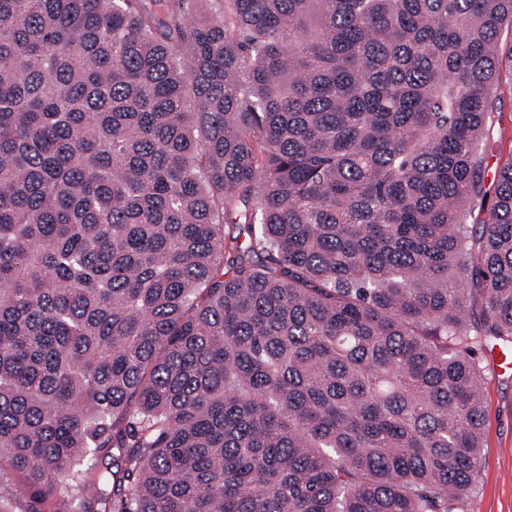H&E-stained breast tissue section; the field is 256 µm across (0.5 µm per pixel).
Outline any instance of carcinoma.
Returning <instances> with one entry per match:
<instances>
[{
  "label": "carcinoma",
  "instance_id": "obj_1",
  "mask_svg": "<svg viewBox=\"0 0 512 512\" xmlns=\"http://www.w3.org/2000/svg\"><path fill=\"white\" fill-rule=\"evenodd\" d=\"M195 2L0 0V512H479L512 0ZM503 43V80L498 88L499 102L494 114V131L496 142L484 154L483 166L485 168L486 185L493 188L495 175L500 167L507 162L512 154V81L505 80L506 68H509V52L511 46V34L505 29L502 34Z\"/></svg>",
  "mask_w": 512,
  "mask_h": 512
}]
</instances>
